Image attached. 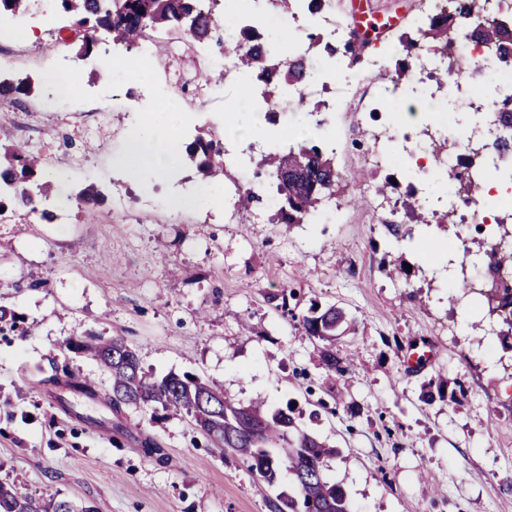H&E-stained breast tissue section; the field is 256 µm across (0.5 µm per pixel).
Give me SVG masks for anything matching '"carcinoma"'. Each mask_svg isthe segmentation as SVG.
<instances>
[{
  "label": "carcinoma",
  "instance_id": "obj_1",
  "mask_svg": "<svg viewBox=\"0 0 512 512\" xmlns=\"http://www.w3.org/2000/svg\"><path fill=\"white\" fill-rule=\"evenodd\" d=\"M62 11L76 19V24L91 30L102 28L110 32L112 41L130 49L136 44L145 26L160 29L186 28L197 43L215 41L214 17L203 13L199 0H122L121 9L112 14L100 10L98 0H58ZM488 0H452L448 12L427 15V23L414 36L400 35L398 43L407 49L424 44L434 54L448 58L452 74L460 79L469 73L462 56L463 41L468 33L478 39L494 54L502 56L512 48V17L491 15ZM270 41L263 38L253 26L240 31L238 60L240 66L251 71L259 83L260 96L273 104L290 86L307 80L309 58L291 65L283 64L273 53L267 52ZM370 41L360 47L348 42L340 46H321L320 37H310L308 49H325L333 56L342 55L355 60L368 53ZM512 122V96L507 95L494 123V143L500 147L496 169H512V137L504 139L503 122ZM221 142L214 135H199L187 144L180 157L185 165L205 179L224 173L219 157ZM254 167L269 172L277 180L281 205L274 219L282 224H303L322 205L325 198L347 186L336 164L323 147L307 140L286 150L261 154L254 158ZM42 163L21 145L3 147L0 153V195L9 194L20 204L37 197L47 198L54 190L51 180L40 177ZM405 214L424 225L429 219L420 213L422 207L415 192L399 195ZM388 234L397 242L412 237L407 224L384 221ZM481 260L486 267L512 266V252L503 251L493 242L485 244ZM483 301L482 320L501 325L499 335L512 336V321L502 317L512 304L509 289L500 288L492 279L480 289ZM345 313L334 306L323 311L312 307L303 318L305 332L314 337L332 336ZM68 348L87 352L96 359L112 378V405L152 406L164 411L175 410L189 416L192 423L210 437L218 448L237 454L250 471L267 484L276 481L280 470L291 476L294 491L286 499H277L275 512H353L348 495L339 483H331L324 476L327 462L338 450L321 438L302 430L295 412L288 408L269 410L262 403L236 405L221 400L222 390L190 374H168L152 380L144 372L140 357L133 347L120 337L110 340L87 341L73 339ZM320 361L329 376L343 371L342 359L336 350L322 348ZM0 512H93L90 508L75 510L67 500H41L22 496L0 483Z\"/></svg>",
  "mask_w": 512,
  "mask_h": 512
}]
</instances>
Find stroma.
<instances>
[{"label": "stroma", "instance_id": "stroma-1", "mask_svg": "<svg viewBox=\"0 0 512 512\" xmlns=\"http://www.w3.org/2000/svg\"><path fill=\"white\" fill-rule=\"evenodd\" d=\"M420 4L370 0L374 13L397 20L375 45L384 63L327 59L319 74L341 83L358 72L361 94L375 95L394 74L398 36L426 19ZM76 45L41 33L19 55L0 52L1 77L34 83L31 94L0 97V131L39 153L48 171L70 172L68 198L46 203L64 215L67 237L12 198L0 201V306L9 310L0 322V482L92 512H274L290 490L288 478L268 485L214 448L186 416L114 411L108 374L66 347L94 334L122 337L151 375L188 373L237 404L302 410L300 427L338 448L326 476L355 512H512V349L466 300L449 301L445 256L423 276L390 278L379 267L387 252L426 265L454 227L417 225L412 248L391 244L381 212L349 204L361 184L337 195L341 224L204 222L192 169L180 168L177 183L148 167L129 173L128 123L155 91L188 123L184 146L201 132L223 134L228 122L252 126L258 88L212 85L183 104L176 85L192 68L167 49L123 84L84 68ZM52 59L78 69L80 96L58 99L41 83ZM330 109L337 169H365L368 113L353 95ZM90 185L105 197L91 217L75 198ZM118 190L128 210H113ZM285 290L295 296L284 304ZM314 305L346 315L332 344L351 364L332 383L322 340L301 323ZM244 319L253 334L242 333ZM420 349L428 360L407 367ZM71 373L93 397L65 387ZM147 439L159 454H145Z\"/></svg>", "mask_w": 512, "mask_h": 512}]
</instances>
